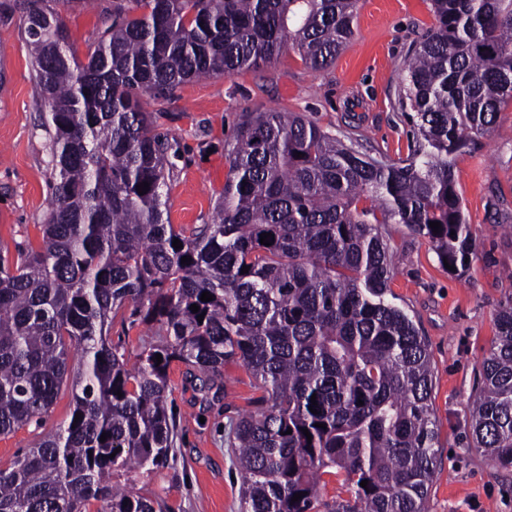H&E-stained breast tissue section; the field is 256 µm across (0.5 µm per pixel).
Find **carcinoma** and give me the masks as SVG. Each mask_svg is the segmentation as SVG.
I'll use <instances>...</instances> for the list:
<instances>
[{
  "label": "carcinoma",
  "mask_w": 512,
  "mask_h": 512,
  "mask_svg": "<svg viewBox=\"0 0 512 512\" xmlns=\"http://www.w3.org/2000/svg\"><path fill=\"white\" fill-rule=\"evenodd\" d=\"M85 2L0 0L1 23L22 13L56 200L39 249L11 259L0 246V435L41 423L63 385L72 396L69 423L0 468V512H86L93 501L163 512L109 477L169 460L175 361L203 392L240 361L261 392L230 440L240 512H426L433 373L414 320L389 299L385 225L468 267L476 244L453 159L512 100V0H430L435 24L402 63L399 106L416 116L406 157L370 156L300 113L244 112L224 141V195L189 230L169 223L172 143L141 97L288 49L326 68L354 34L358 0H108L110 24L83 61L57 5ZM128 304L159 336L131 368L110 339ZM469 419L474 447L512 467V306ZM329 469L348 497L320 499Z\"/></svg>",
  "instance_id": "obj_1"
}]
</instances>
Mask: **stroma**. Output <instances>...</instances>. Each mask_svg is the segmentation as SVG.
Returning <instances> with one entry per match:
<instances>
[{
  "instance_id": "35a3bbf8",
  "label": "stroma",
  "mask_w": 512,
  "mask_h": 512,
  "mask_svg": "<svg viewBox=\"0 0 512 512\" xmlns=\"http://www.w3.org/2000/svg\"><path fill=\"white\" fill-rule=\"evenodd\" d=\"M79 55L102 32L100 8L63 13ZM430 0H358L355 33L329 67L314 70L298 53L229 76L191 81L166 99L145 98L158 130L177 144L169 157L174 177L169 219L192 228L210 221L224 194L229 164L224 142L239 113L274 108L300 112L324 130L357 139L363 153L406 157L413 127L398 103L400 65L432 27ZM20 18L0 23V246L40 247L52 205L51 152L36 102L37 74L21 38ZM457 187L477 243L469 267L451 272L427 238L405 225L387 233L395 270L390 290L428 344L433 369L431 404L439 421V461L428 512H512V468L473 448L468 409L479 386V366L496 334V315L512 303V104L489 133L454 158ZM168 409L177 423L167 465L119 473L113 484L157 500L169 512H239L242 479L226 440L232 420L256 392L249 372L227 364L218 388L197 391L183 364L169 370ZM71 391L62 387L41 426L0 436V467L67 423Z\"/></svg>"
}]
</instances>
